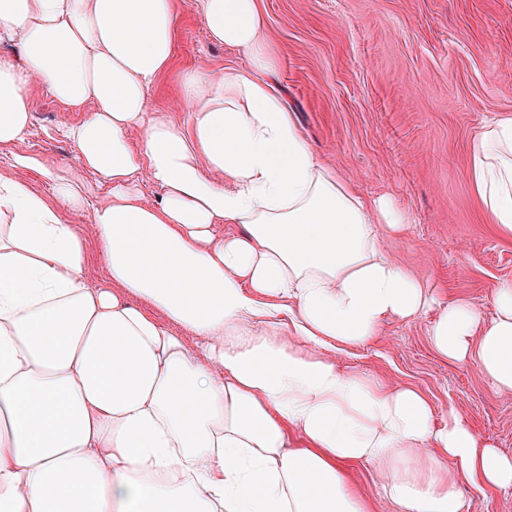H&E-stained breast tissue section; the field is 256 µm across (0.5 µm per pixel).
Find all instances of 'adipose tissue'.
<instances>
[{"label": "adipose tissue", "mask_w": 512, "mask_h": 512, "mask_svg": "<svg viewBox=\"0 0 512 512\" xmlns=\"http://www.w3.org/2000/svg\"><path fill=\"white\" fill-rule=\"evenodd\" d=\"M195 6L250 67L185 72V127L147 99L173 0H0V38L22 36L20 64L0 61V145L30 127V83L87 112L65 129L77 167L53 199L0 179V512H372L349 482L362 462L397 512H468L462 485L512 486V457L456 410L436 425L416 388L329 355L430 313L439 355L512 393V280L488 322L396 261L384 232L407 214L364 200L303 137L268 80L259 0ZM468 178L511 239L512 117L480 126ZM63 208L90 212L93 238Z\"/></svg>", "instance_id": "obj_1"}]
</instances>
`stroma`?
<instances>
[{"label":"stroma","mask_w":512,"mask_h":512,"mask_svg":"<svg viewBox=\"0 0 512 512\" xmlns=\"http://www.w3.org/2000/svg\"><path fill=\"white\" fill-rule=\"evenodd\" d=\"M193 0H176L172 62L149 91L152 111L189 123L178 101L183 72L244 70L239 49L211 42ZM277 55L271 80L302 133L370 201L392 199L410 224L390 235L393 258L443 297L483 300L512 279V240L489 224L468 180L469 144L487 119L512 116V0H260ZM31 127L0 145V178L24 179L45 197L47 169L76 166L64 126L80 120L31 86ZM429 318L391 320L381 336L335 353L344 370L411 385L430 400L436 424L456 410L491 446L512 456V393L470 362L442 359Z\"/></svg>","instance_id":"1"}]
</instances>
